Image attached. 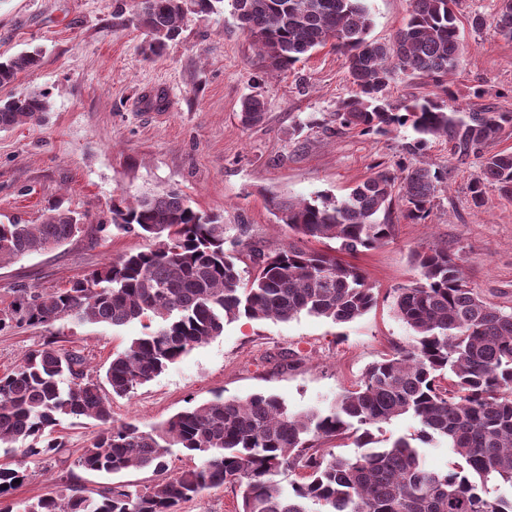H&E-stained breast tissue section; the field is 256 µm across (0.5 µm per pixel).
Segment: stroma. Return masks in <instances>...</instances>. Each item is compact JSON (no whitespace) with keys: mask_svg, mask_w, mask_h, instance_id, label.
Returning a JSON list of instances; mask_svg holds the SVG:
<instances>
[{"mask_svg":"<svg viewBox=\"0 0 512 512\" xmlns=\"http://www.w3.org/2000/svg\"><path fill=\"white\" fill-rule=\"evenodd\" d=\"M125 4L120 14L116 0H0V56L43 51L39 67L0 87V98L36 88L48 91L51 102L40 121L0 131V220L40 223L48 204L59 199L87 216L85 233L69 243L0 266V309L20 289H64L118 255L148 248L145 238L113 229L112 201L120 195L179 189L195 209L251 225L254 240L273 249L288 243L289 231L276 223L267 195L344 196L375 166L395 168L412 137L407 128L385 137H336L308 128L311 118L335 111L354 90L331 48L292 72L269 73L227 4L189 16L181 35L148 60L140 52L146 33L132 22L134 0ZM366 5L372 38L385 41L401 27L409 0ZM499 6L500 0H458L466 50L448 79L451 107L512 113V41L487 24L472 25L490 19ZM249 96L264 100L266 114L247 127L240 109ZM422 160L448 171L427 222L410 224L393 213V240L348 258L378 291L370 312L343 325L307 315L225 324L222 336L195 346L130 396L113 398V419L148 430L215 396L260 392L279 395L295 413L327 409L356 387L371 363L412 344L411 330L395 313L393 290L417 277L412 255L424 246L459 251L468 286L511 311L512 200L491 191L483 207H473L468 185L481 162L457 158L445 140H433ZM55 332L60 345L83 352L90 371L102 372L143 327L65 318ZM49 338L25 322L1 331L0 373ZM98 430L96 421L84 418L60 427L62 448L28 463L13 501H33L70 485L89 492L104 486V476L75 465Z\"/></svg>","mask_w":512,"mask_h":512,"instance_id":"obj_1","label":"stroma"}]
</instances>
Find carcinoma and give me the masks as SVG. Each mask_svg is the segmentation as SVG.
Listing matches in <instances>:
<instances>
[{
	"label": "carcinoma",
	"instance_id": "1",
	"mask_svg": "<svg viewBox=\"0 0 512 512\" xmlns=\"http://www.w3.org/2000/svg\"><path fill=\"white\" fill-rule=\"evenodd\" d=\"M239 29L259 48L268 71L286 73L313 51L331 46L344 57L354 95L321 120L329 135L356 130L385 136L409 127L405 161L379 169L338 199L312 201L271 196L278 223L306 242L334 240L355 254L392 239L391 213L401 203L410 224L430 216L448 170L414 159L444 138L459 157L481 159L468 192L474 207L488 191L512 199V151H492L512 114L487 107H448V76L464 49L454 11L457 0H410L393 40L369 39L365 0H233ZM224 0H136L135 20L146 32L141 46L159 54L182 32L190 13L208 14ZM512 41V0L488 21ZM37 51L0 61V86L40 66ZM427 81L431 90L393 104L387 89L399 74ZM265 102L245 98L246 126L263 120ZM50 111L49 93L29 90L0 100V130L39 120ZM79 212L51 205L39 224L0 223V264L60 246L81 233ZM112 223L153 242L129 252L63 290L23 288L0 309V332L24 320L51 330L65 317L119 327L133 321L145 332L114 355L103 378L89 374L82 351L49 341L0 375V512H180L183 502L215 487L239 495V512H512V311L505 312L469 288L460 254L433 245L413 254L419 276L395 289L397 317L413 332L407 349L373 362L359 385L328 409L294 414L275 394L215 399L189 406L148 431L112 420L111 398L151 382L190 349L224 333V325L249 320L289 321L308 315L335 324L362 317L377 302L357 267L317 249L288 246L267 251L252 241L248 224H222L195 210L178 189L144 194L112 206ZM247 249L252 274L238 265ZM408 414L423 444L444 441L454 467L425 466L421 448L405 438L379 446L371 428ZM85 417L102 425L75 465L91 473L130 469L156 475L143 488L117 481L87 495L79 487L50 492L23 506L8 498L25 477L30 459L62 447L57 428ZM357 451L336 454L324 444L350 432ZM199 463L167 474L170 448ZM299 479L283 485L279 476ZM504 487L491 501L488 483Z\"/></svg>",
	"mask_w": 512,
	"mask_h": 512
}]
</instances>
